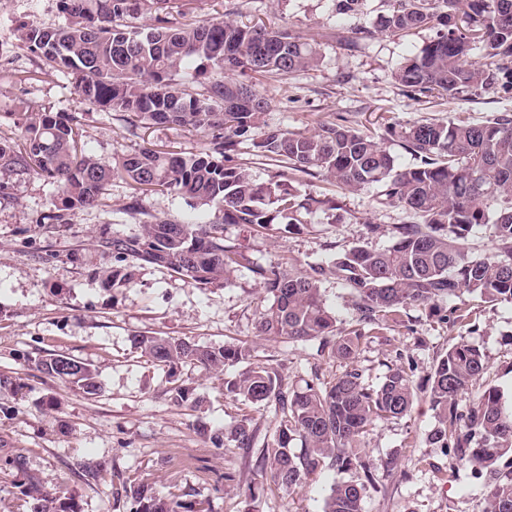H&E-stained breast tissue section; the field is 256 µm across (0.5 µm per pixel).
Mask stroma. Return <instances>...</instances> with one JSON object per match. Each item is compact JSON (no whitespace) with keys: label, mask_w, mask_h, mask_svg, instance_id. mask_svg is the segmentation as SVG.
I'll list each match as a JSON object with an SVG mask.
<instances>
[{"label":"stroma","mask_w":512,"mask_h":512,"mask_svg":"<svg viewBox=\"0 0 512 512\" xmlns=\"http://www.w3.org/2000/svg\"><path fill=\"white\" fill-rule=\"evenodd\" d=\"M196 6L202 17L288 29L321 54L317 68L265 80V93L276 106L255 136L267 127L306 131L338 119L380 135L394 120L460 115L479 122L512 113V93L438 103L407 97L392 71L434 33H378L381 0H365L362 14L350 20L336 17L327 0H197ZM62 22L57 0H0V131L12 134L15 148L25 146L18 122L48 107L78 113L85 150L105 161L145 147L188 155L207 142L201 132L150 127L133 114L102 112L82 102L71 78L35 59L20 39L22 25ZM0 183L6 187L0 193V372L21 383L20 389L0 390V512H30L19 489L30 478L47 492L75 495L83 512H129V502L118 494L129 480L199 502L204 512H323L335 471L318 470L288 494L270 486L256 464L257 451L215 448L197 431L201 424L231 427L250 413L271 434L273 409L250 412L225 397L223 375L190 365L180 368V377L203 406L194 411L174 405L166 368L131 345L138 332L215 346L247 343L256 361L277 367L288 389L296 391L312 378L327 381L347 369L376 386L389 369L412 367L416 398L410 413L374 421L361 438L375 478L365 489L363 512H484V480L428 440L436 419L427 377L448 348L464 340L481 350L487 370L475 390L460 397V410L490 386L512 404V303L465 294L437 310L409 307L402 322L363 338L355 358L343 360L314 341L257 336L255 323L265 304L243 267L228 283L205 288L147 263L138 265L130 287L101 283L99 272L112 264L113 238L139 233L145 215L206 224L217 220L218 206L197 207L164 193L143 197L140 212H127L129 186L116 178L97 207L77 212L68 223L48 224L44 218L59 195L57 184L3 170ZM376 197V187L368 185L342 196L339 210L305 213L300 225L249 233L228 224L224 236L242 244L251 263L263 265L322 263L354 245L382 249L408 215L377 204ZM453 306L463 320L450 315ZM52 354L93 364L102 394L86 398L34 369L33 360ZM257 485L261 493L249 497V487Z\"/></svg>","instance_id":"stroma-1"}]
</instances>
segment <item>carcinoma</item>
<instances>
[{
    "label": "carcinoma",
    "instance_id": "cac0c4a2",
    "mask_svg": "<svg viewBox=\"0 0 512 512\" xmlns=\"http://www.w3.org/2000/svg\"><path fill=\"white\" fill-rule=\"evenodd\" d=\"M194 0H58L67 23L59 27L27 26L21 38L37 58L74 78L82 101L104 112H127L148 125H174L208 132L211 140L197 153L144 148L112 163L85 152L80 120L74 114L45 110L22 123L24 150H15L0 135V169L30 172L59 187L56 211L46 219L63 224L66 213L98 206L115 177L131 195L125 210L137 212L142 197L174 192L196 206H222L212 224H181L155 215L140 233L112 240V266L102 270L105 285L126 288L134 282V264L163 267L201 286L228 283L245 256L224 236V225L265 229L300 223L301 211L339 209L335 193H301L299 186L321 178L342 193L366 185L380 188L378 203L396 205L411 218L396 227L392 243L380 250L353 246L332 260V269L350 289L357 320L373 329L400 321L410 306H436L463 294L485 302H512V116L498 114L474 123L425 120L385 127L416 163L403 166L370 131L325 122L312 132L270 128L251 137L273 99L257 88L263 77L286 78L317 67L321 55L303 37L278 28L237 21L202 19ZM342 19L363 13L364 0H328ZM380 31L405 36L429 27L435 37L402 58L394 80L419 100L465 98L512 91V0H384ZM179 8L183 22L172 21ZM152 24H128L142 11ZM480 61H471L474 51ZM190 61L198 62L199 84L192 91L180 80ZM251 142L256 155L279 163L275 178L256 181L235 160L238 146ZM487 227L501 257L484 259L468 250L469 235ZM248 270L263 290L268 306L259 313L257 335L293 341H320L349 359L363 334L345 333L321 292L326 269L280 262L251 265ZM132 346L170 368L194 364L222 373L245 367L224 379V395L257 407L274 405L276 430L259 449V467L270 482L292 492L304 486L318 468L338 473L360 468L373 480V464L356 447L377 418L408 414L415 390L403 367L388 371L375 388L359 371L346 370L329 382L306 384L299 391L283 388L274 367L251 361L245 344L203 346L187 338L147 332L131 336ZM38 372L76 387L84 396L101 393L91 365L63 355L34 361ZM486 362L475 346L459 343L439 359L430 374L429 398L438 425L430 442L449 449L471 465L474 477L488 473L485 512H512V471L497 463L512 457V412L498 389L489 387L466 413L458 397L483 376ZM178 406L202 407L195 388H169ZM200 432L215 448L228 443L250 450L259 426L248 414L233 427ZM301 448L291 449L294 440ZM365 485L338 479L330 488L324 512H362ZM131 512H204L139 483L124 486ZM23 494L32 512H83L71 495L52 496L31 480Z\"/></svg>",
    "mask_w": 512,
    "mask_h": 512
}]
</instances>
